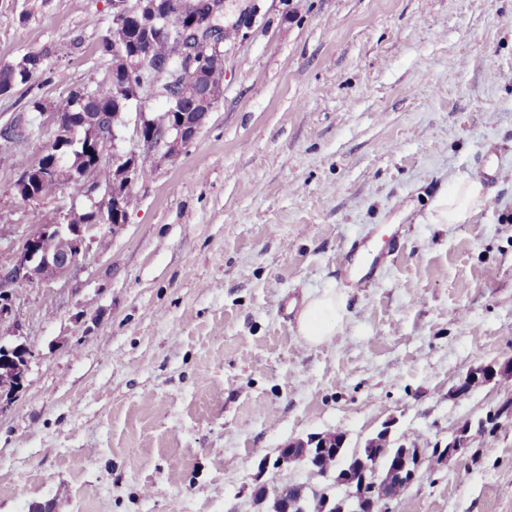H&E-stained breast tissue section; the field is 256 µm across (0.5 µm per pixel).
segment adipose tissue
Returning a JSON list of instances; mask_svg holds the SVG:
<instances>
[{
    "mask_svg": "<svg viewBox=\"0 0 512 512\" xmlns=\"http://www.w3.org/2000/svg\"><path fill=\"white\" fill-rule=\"evenodd\" d=\"M487 200V191L480 179H460L434 196L427 208L426 220L431 224H463L472 219ZM344 307V299L332 292L312 298L298 321L304 344L314 347L330 341L341 326Z\"/></svg>",
    "mask_w": 512,
    "mask_h": 512,
    "instance_id": "adipose-tissue-1",
    "label": "adipose tissue"
}]
</instances>
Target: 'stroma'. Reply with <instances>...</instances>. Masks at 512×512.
I'll return each instance as SVG.
<instances>
[{"label":"stroma","instance_id":"35a3bbf8","mask_svg":"<svg viewBox=\"0 0 512 512\" xmlns=\"http://www.w3.org/2000/svg\"><path fill=\"white\" fill-rule=\"evenodd\" d=\"M112 0H0V66L53 43L49 102L100 77ZM52 136L0 156V260L90 201H23L12 183ZM486 205L427 224L429 200L481 168ZM127 224L97 226L85 267L15 287L31 350L0 413V512H271L258 486H318L279 448L381 430L429 448L512 400V0H265L224 53L196 139L153 164ZM399 249L357 287L348 241ZM346 299L307 347L285 305ZM477 461L424 470L392 512H512V421ZM512 370V358H508L504 361L498 369L494 366H480L472 370L456 387V394L458 397L467 396L470 391L474 388V384L478 383V386L483 385L490 379H493L498 372L508 373Z\"/></svg>","mask_w":512,"mask_h":512}]
</instances>
